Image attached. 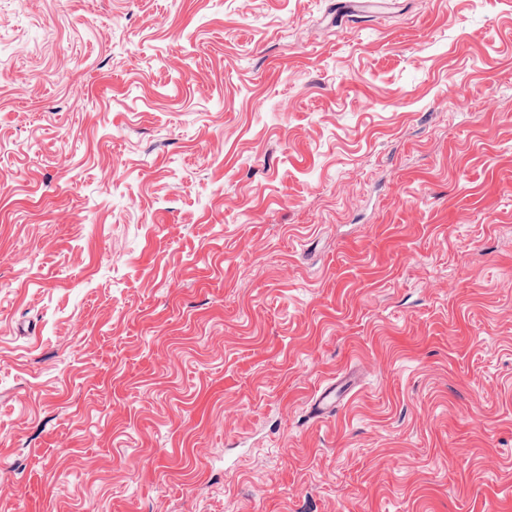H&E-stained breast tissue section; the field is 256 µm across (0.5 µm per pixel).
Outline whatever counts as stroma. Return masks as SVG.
<instances>
[{
    "mask_svg": "<svg viewBox=\"0 0 512 512\" xmlns=\"http://www.w3.org/2000/svg\"><path fill=\"white\" fill-rule=\"evenodd\" d=\"M339 2L0 0V512H512V0ZM352 385L341 378L320 386L312 397L311 413L313 417L323 418L336 409L352 390Z\"/></svg>",
    "mask_w": 512,
    "mask_h": 512,
    "instance_id": "obj_1",
    "label": "stroma"
}]
</instances>
